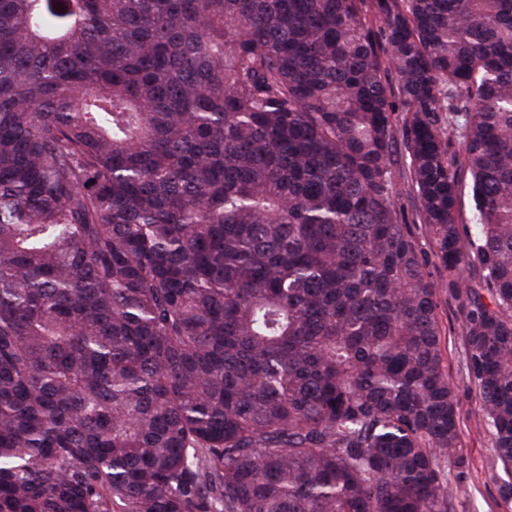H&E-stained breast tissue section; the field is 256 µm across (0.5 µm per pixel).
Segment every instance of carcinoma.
<instances>
[{"label": "carcinoma", "instance_id": "obj_1", "mask_svg": "<svg viewBox=\"0 0 512 512\" xmlns=\"http://www.w3.org/2000/svg\"><path fill=\"white\" fill-rule=\"evenodd\" d=\"M400 124L512 473V0H0V512H449ZM402 125H399L398 133H397V149L399 153V162L394 165L393 173L394 180L396 184V188L399 192L397 198V209L399 214V219L403 224H410L411 228L415 233L416 240L419 243V248L421 251L428 256L430 261H433V256L431 254V243L430 240L425 233L424 224H420L417 218V210H416V201L408 191L407 182L404 175V169L402 167V153H403V145H402Z\"/></svg>", "mask_w": 512, "mask_h": 512}]
</instances>
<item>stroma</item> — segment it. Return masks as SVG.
I'll return each mask as SVG.
<instances>
[{
  "mask_svg": "<svg viewBox=\"0 0 512 512\" xmlns=\"http://www.w3.org/2000/svg\"><path fill=\"white\" fill-rule=\"evenodd\" d=\"M437 317L442 352L455 390L462 463H449L453 491L450 512H512V496L501 487L508 476L497 460L482 405L466 368L463 319L446 294H439Z\"/></svg>",
  "mask_w": 512,
  "mask_h": 512,
  "instance_id": "35a3bbf8",
  "label": "stroma"
}]
</instances>
